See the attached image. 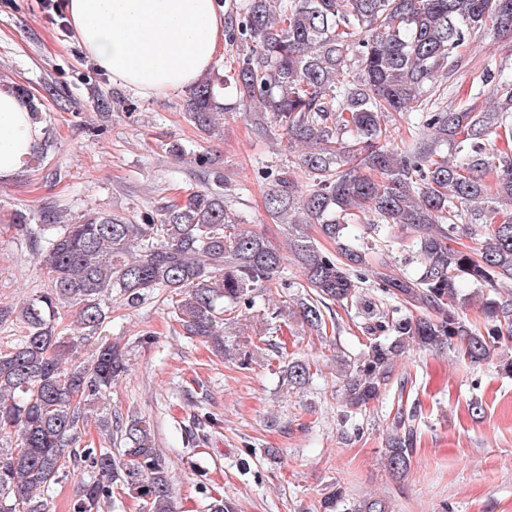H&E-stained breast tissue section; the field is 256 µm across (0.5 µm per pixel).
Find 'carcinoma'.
Returning <instances> with one entry per match:
<instances>
[{
  "label": "carcinoma",
  "instance_id": "1",
  "mask_svg": "<svg viewBox=\"0 0 512 512\" xmlns=\"http://www.w3.org/2000/svg\"><path fill=\"white\" fill-rule=\"evenodd\" d=\"M225 28L237 66L192 86L186 116L214 134L234 106L252 107L258 135L302 148L295 170L278 174L264 200L271 222L288 226L302 277L294 306L271 316L296 315L324 337L336 328L325 315L332 306L363 315V348L342 379L344 418L383 396L411 348L452 350L475 365L509 347L512 148L490 149L487 137L512 128V69L483 73L480 104L446 105L436 92L462 64L460 47L489 31L512 37V0H241L229 6ZM390 112L411 134L401 153L380 144L391 136L381 124ZM444 145L458 149L455 160L441 153ZM362 223L379 243L395 226L409 230L415 272H396L384 253L370 263L355 235ZM312 224L336 254L306 233ZM13 228L39 251L49 285L19 307L0 304V325L19 331L0 348V436L11 441L0 447V512H49L41 491L80 463L90 476L71 512H103L116 489L137 500L139 512H178L150 423L91 415L127 371L125 347L108 339L90 352L85 346L110 318L112 297L137 308L161 291L184 336L247 369L252 343H227L224 313L286 287L280 249L239 227L224 190L209 187L160 206L142 224L105 212L60 224L47 209L39 224L22 216ZM462 236L478 246L459 243ZM366 279L378 300L364 298ZM463 283L489 290L479 325L461 315ZM64 306L78 309L82 334L61 335ZM284 373L294 387L313 377L310 363L296 358ZM91 420L123 447L83 445ZM394 424L384 455L402 474L414 430L401 412ZM341 503L343 512H393L382 498L347 502L339 487L320 508L336 512Z\"/></svg>",
  "mask_w": 512,
  "mask_h": 512
}]
</instances>
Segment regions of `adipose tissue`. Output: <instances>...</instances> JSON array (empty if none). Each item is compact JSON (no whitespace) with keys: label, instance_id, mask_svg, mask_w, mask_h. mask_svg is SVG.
<instances>
[{"label":"adipose tissue","instance_id":"obj_1","mask_svg":"<svg viewBox=\"0 0 512 512\" xmlns=\"http://www.w3.org/2000/svg\"><path fill=\"white\" fill-rule=\"evenodd\" d=\"M79 43L102 72L143 96L194 85L224 41L217 0H64ZM41 126L26 101L0 93V180L14 176Z\"/></svg>","mask_w":512,"mask_h":512}]
</instances>
